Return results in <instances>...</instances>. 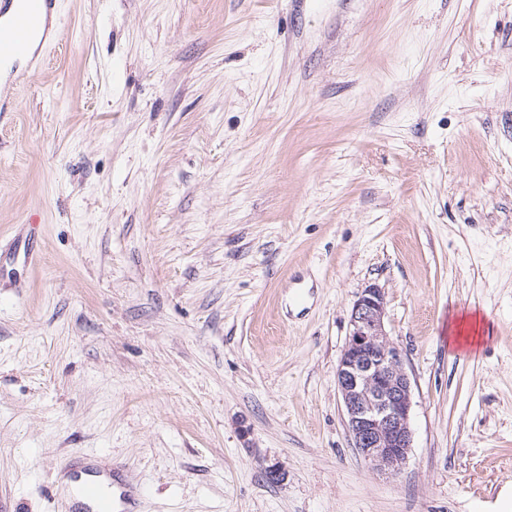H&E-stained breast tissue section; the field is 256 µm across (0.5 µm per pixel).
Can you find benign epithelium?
<instances>
[{
	"label": "benign epithelium",
	"mask_w": 512,
	"mask_h": 512,
	"mask_svg": "<svg viewBox=\"0 0 512 512\" xmlns=\"http://www.w3.org/2000/svg\"><path fill=\"white\" fill-rule=\"evenodd\" d=\"M336 377L354 448L376 469L398 475L413 445L412 390L402 352L386 330L384 293L375 285L353 304Z\"/></svg>",
	"instance_id": "1"
}]
</instances>
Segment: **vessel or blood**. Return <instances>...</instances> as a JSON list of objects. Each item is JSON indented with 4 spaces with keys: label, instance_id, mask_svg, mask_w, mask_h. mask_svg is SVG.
Segmentation results:
<instances>
[{
    "label": "vessel or blood",
    "instance_id": "obj_1",
    "mask_svg": "<svg viewBox=\"0 0 512 512\" xmlns=\"http://www.w3.org/2000/svg\"><path fill=\"white\" fill-rule=\"evenodd\" d=\"M57 0H0V68L48 48ZM77 478V496L92 512H131L139 494L136 485L117 480L114 470L90 462Z\"/></svg>",
    "mask_w": 512,
    "mask_h": 512
}]
</instances>
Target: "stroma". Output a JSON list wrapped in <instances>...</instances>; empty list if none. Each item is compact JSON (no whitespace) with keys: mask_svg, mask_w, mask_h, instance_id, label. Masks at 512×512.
Here are the masks:
<instances>
[{"mask_svg":"<svg viewBox=\"0 0 512 512\" xmlns=\"http://www.w3.org/2000/svg\"><path fill=\"white\" fill-rule=\"evenodd\" d=\"M18 70L0 512H71L89 455L138 512H506L512 0H60ZM370 285L412 383L395 477L336 384ZM479 320L478 315L462 316L456 318L452 324L448 326V332H451L453 336H448V340L453 339V343L461 345V339L463 338L466 345L474 346L479 345L481 336H461L465 326L469 327V332L474 335L478 334L477 326ZM453 325V328H452Z\"/></svg>","mask_w":512,"mask_h":512,"instance_id":"stroma-1","label":"stroma"}]
</instances>
